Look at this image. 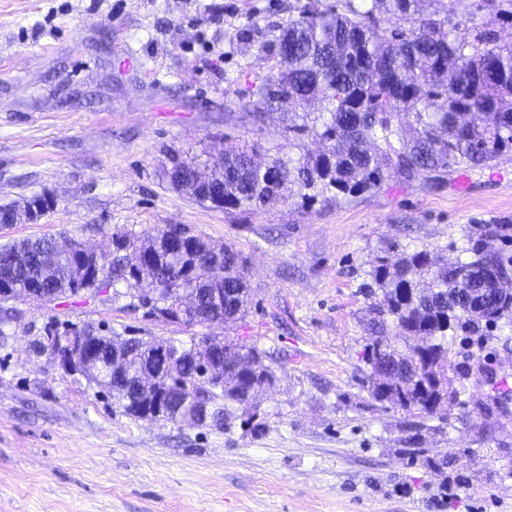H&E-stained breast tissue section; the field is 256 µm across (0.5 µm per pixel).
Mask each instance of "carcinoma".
<instances>
[{
    "label": "carcinoma",
    "instance_id": "cac0c4a2",
    "mask_svg": "<svg viewBox=\"0 0 512 512\" xmlns=\"http://www.w3.org/2000/svg\"><path fill=\"white\" fill-rule=\"evenodd\" d=\"M488 16L483 25L460 33L462 23L475 20L472 2ZM432 0H371L361 9L355 0L342 8L324 0H297L279 35L260 46L258 61L270 64L265 83L252 94L247 107L260 116L274 101L306 105L314 100L323 111L313 125L288 116V135L298 139L312 132L325 144L326 153L297 159L276 152L268 162L286 183H296L302 197L325 193L336 198L355 197L382 185L391 172L407 180L429 173L487 167L500 154L512 151V46L497 45L492 28L497 17H512V0H449L457 22L428 12ZM412 16L408 30L393 28L390 19ZM413 128L410 139L404 128ZM257 145L237 148L240 159L224 171L207 170L209 163L196 157H175L172 167L200 175L214 196L224 198V210L248 211L286 201L284 195L263 191L267 172L253 165ZM170 224H157L147 236L145 264L154 280L139 276L140 268L126 255H114L104 264L108 284L126 285L129 307L144 316L167 320L178 310L181 295H191V306L201 304L207 316L233 321L249 304L245 265L239 253L223 244L210 249L224 255V265L213 267L188 244L172 236ZM512 243L506 224H484L473 242V258L450 264L436 249H415L394 263L380 259L370 272L382 298L373 308L371 330L378 335L366 352L370 366L367 391L383 401L378 381L391 386V404L417 411L424 418L440 414L448 405V331L479 336L512 315V295L471 310L461 302L466 288H494L495 275H512ZM74 257L62 252L56 240L42 237L0 245V302L19 299V292L38 288L49 302L97 287L95 276L74 275ZM428 337L425 349L414 354L383 337ZM183 386L167 385L162 394L166 415L161 420L198 426L179 419L183 402L203 396L214 416L229 424L234 410L249 403L253 379L274 378L266 356L253 347L237 346L238 362L252 369L243 374L240 388L224 390L216 382L185 369L189 348L172 345ZM416 365L418 381L407 385L392 373L398 363ZM94 385L112 390L110 364L86 377Z\"/></svg>",
    "mask_w": 512,
    "mask_h": 512
}]
</instances>
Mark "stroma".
I'll return each instance as SVG.
<instances>
[{
    "mask_svg": "<svg viewBox=\"0 0 512 512\" xmlns=\"http://www.w3.org/2000/svg\"><path fill=\"white\" fill-rule=\"evenodd\" d=\"M292 0H0V205L48 196L0 244L76 238L111 254L112 235L178 224L238 251L250 303L229 323L147 319L115 292L46 305L0 303V512H512V317L448 339L446 421L373 400L365 352L379 258L415 248L469 260L481 224H512V152L457 174H395L358 197L224 211L177 191L170 154L220 159L317 155L284 132L292 104L242 108L269 72ZM259 18L261 39L247 37ZM128 338L218 336L272 357L246 432L127 415L32 348L48 325ZM480 352L482 363L470 360Z\"/></svg>",
    "mask_w": 512,
    "mask_h": 512,
    "instance_id": "obj_1",
    "label": "stroma"
}]
</instances>
